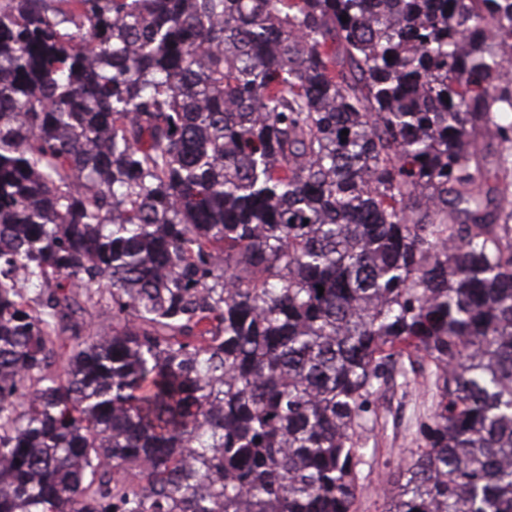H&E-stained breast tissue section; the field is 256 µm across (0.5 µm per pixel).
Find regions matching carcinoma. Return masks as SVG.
<instances>
[{
	"label": "carcinoma",
	"mask_w": 512,
	"mask_h": 512,
	"mask_svg": "<svg viewBox=\"0 0 512 512\" xmlns=\"http://www.w3.org/2000/svg\"><path fill=\"white\" fill-rule=\"evenodd\" d=\"M510 52L512 0H0V512H355L414 354L384 512H512ZM374 399V412L361 439L368 454L363 458L356 512H384V492L421 444L423 424L430 423L436 401L434 378L423 371L409 373V384L398 375Z\"/></svg>",
	"instance_id": "obj_1"
}]
</instances>
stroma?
Returning a JSON list of instances; mask_svg holds the SVG:
<instances>
[{"label":"stroma","mask_w":512,"mask_h":512,"mask_svg":"<svg viewBox=\"0 0 512 512\" xmlns=\"http://www.w3.org/2000/svg\"><path fill=\"white\" fill-rule=\"evenodd\" d=\"M436 401L434 379L424 370L394 378L379 391L361 433L368 453L360 467L357 512H383L384 492L420 446V430L430 422Z\"/></svg>","instance_id":"stroma-1"}]
</instances>
